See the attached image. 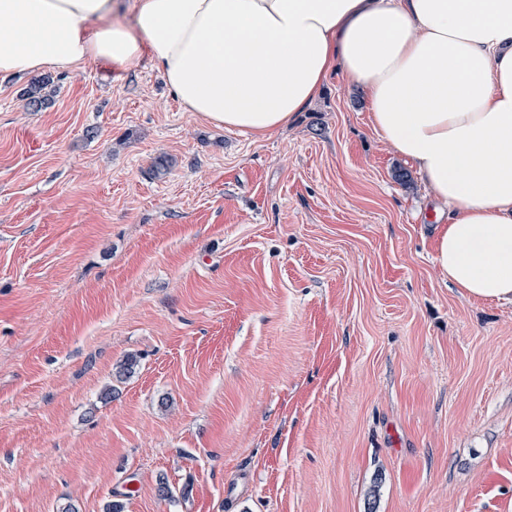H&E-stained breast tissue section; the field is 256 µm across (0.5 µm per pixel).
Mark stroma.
<instances>
[{
	"instance_id": "stroma-1",
	"label": "stroma",
	"mask_w": 512,
	"mask_h": 512,
	"mask_svg": "<svg viewBox=\"0 0 512 512\" xmlns=\"http://www.w3.org/2000/svg\"><path fill=\"white\" fill-rule=\"evenodd\" d=\"M50 76L0 78V512H512V305L358 88L254 139L145 59Z\"/></svg>"
}]
</instances>
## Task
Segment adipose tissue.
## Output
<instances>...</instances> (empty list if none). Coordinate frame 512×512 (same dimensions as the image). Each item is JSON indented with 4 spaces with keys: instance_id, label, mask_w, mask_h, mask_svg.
Returning a JSON list of instances; mask_svg holds the SVG:
<instances>
[{
    "instance_id": "adipose-tissue-1",
    "label": "adipose tissue",
    "mask_w": 512,
    "mask_h": 512,
    "mask_svg": "<svg viewBox=\"0 0 512 512\" xmlns=\"http://www.w3.org/2000/svg\"><path fill=\"white\" fill-rule=\"evenodd\" d=\"M0 0V74L148 59L184 111L254 138L294 123L332 70L448 208L436 262L512 304V0Z\"/></svg>"
}]
</instances>
